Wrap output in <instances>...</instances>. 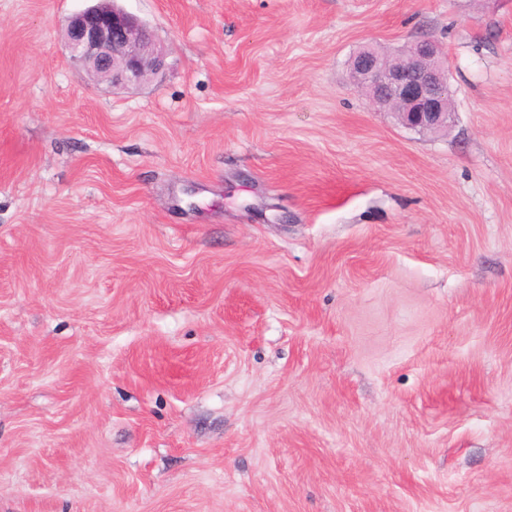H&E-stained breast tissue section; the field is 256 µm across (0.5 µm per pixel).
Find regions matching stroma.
Returning a JSON list of instances; mask_svg holds the SVG:
<instances>
[{
    "label": "stroma",
    "mask_w": 512,
    "mask_h": 512,
    "mask_svg": "<svg viewBox=\"0 0 512 512\" xmlns=\"http://www.w3.org/2000/svg\"><path fill=\"white\" fill-rule=\"evenodd\" d=\"M118 3L128 89L0 0V512H512V0ZM448 55L430 40H418L396 53L365 48L353 57L351 80L370 100L394 113L406 127L434 132L448 127Z\"/></svg>",
    "instance_id": "1"
}]
</instances>
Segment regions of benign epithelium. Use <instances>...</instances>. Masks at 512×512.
I'll use <instances>...</instances> for the list:
<instances>
[{"mask_svg": "<svg viewBox=\"0 0 512 512\" xmlns=\"http://www.w3.org/2000/svg\"><path fill=\"white\" fill-rule=\"evenodd\" d=\"M64 45L90 79L112 88L136 86L159 74L165 54L147 24L115 0L95 3L70 16ZM448 55L430 40L396 53L365 48L353 57L351 80L370 100L394 113L406 127L434 132L448 127Z\"/></svg>", "mask_w": 512, "mask_h": 512, "instance_id": "obj_1", "label": "benign epithelium"}]
</instances>
